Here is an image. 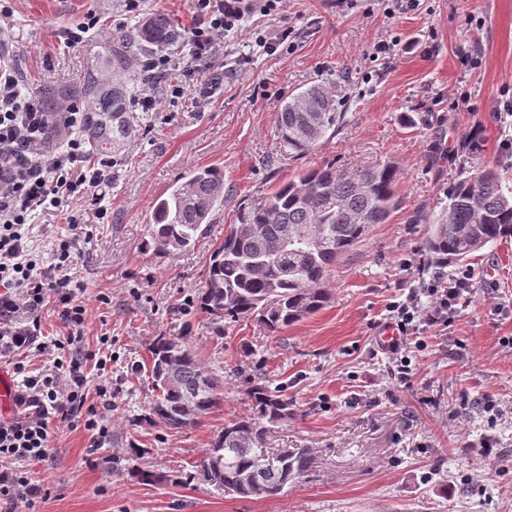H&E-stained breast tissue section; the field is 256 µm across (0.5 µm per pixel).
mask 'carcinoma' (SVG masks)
Masks as SVG:
<instances>
[{
    "label": "carcinoma",
    "instance_id": "cac0c4a2",
    "mask_svg": "<svg viewBox=\"0 0 512 512\" xmlns=\"http://www.w3.org/2000/svg\"><path fill=\"white\" fill-rule=\"evenodd\" d=\"M175 26L157 11L112 41L106 67L88 68L74 85L46 90L43 106L54 112L85 113L77 135L90 158H109L136 136L139 117L133 112L134 91L123 80L131 59L174 43ZM345 113L336 111L332 96L313 85L292 97L277 113L276 133L290 153L314 150L335 133ZM396 167L387 162L350 172L332 166L306 169L269 193L239 207L236 223L210 255L195 307L221 322L255 317L271 331L291 326L328 302L321 285L336 261L362 242L378 224H386L400 208ZM224 203V171L217 167L191 172L170 187L156 204L150 243L158 253L195 245L201 226L210 223ZM298 228L299 241L283 245L285 231ZM512 237V197L491 167L461 174L448 190L444 213L429 225L424 248L433 265L471 259L475 253ZM151 378L155 391L151 414L170 428L191 426L224 401V392L195 352L179 338L159 336L153 342ZM253 414L224 424L199 461L201 471L220 489L242 497L249 493L240 478L264 464L275 470L262 498L283 494L303 474L308 452L286 451L273 459L256 452L267 425L290 415L291 402L262 385L248 390Z\"/></svg>",
    "mask_w": 512,
    "mask_h": 512
}]
</instances>
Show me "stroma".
Here are the masks:
<instances>
[{
	"label": "stroma",
	"mask_w": 512,
	"mask_h": 512,
	"mask_svg": "<svg viewBox=\"0 0 512 512\" xmlns=\"http://www.w3.org/2000/svg\"><path fill=\"white\" fill-rule=\"evenodd\" d=\"M388 6L287 0L193 59L191 0H142L134 14L123 0H14L11 58L29 90L77 80L102 63L114 36L157 10L175 22L167 78L181 90L144 112L112 169L108 216L87 225L69 271L88 305L85 347L108 359L105 372L90 364L86 375L89 389L103 382L112 393L102 409L112 433L93 448L84 429L56 428L49 456L31 467L50 492L39 512H512V237L445 268L468 275L469 292L450 327L431 328L412 347L407 374L379 345L389 304L435 275L423 239L449 185L490 166L512 190V118L502 115L512 101V0H419L392 15ZM91 13L100 32L68 45L67 30ZM286 27L293 47L269 54L256 45L259 34ZM218 71V92L202 95ZM312 84L345 118L317 151L291 157L276 115ZM474 131L480 150H462ZM383 162L398 170L402 206L337 261L322 310L278 332L228 321L219 336L191 307L241 203L307 168ZM213 166L224 172V204L206 232L187 251L155 252L156 200L191 170ZM159 336L184 337L224 386L223 404L183 430L149 410ZM255 382L292 403L266 449L310 454L304 474L274 499L219 490L197 468L225 422L251 413ZM487 436L492 461L477 450ZM134 468L177 473L183 483H144Z\"/></svg>",
	"instance_id": "1"
}]
</instances>
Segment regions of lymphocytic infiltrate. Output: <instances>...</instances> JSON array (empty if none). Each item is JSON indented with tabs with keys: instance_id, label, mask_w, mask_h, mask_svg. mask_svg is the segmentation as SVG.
Returning a JSON list of instances; mask_svg holds the SVG:
<instances>
[{
	"instance_id": "1",
	"label": "lymphocytic infiltrate",
	"mask_w": 512,
	"mask_h": 512,
	"mask_svg": "<svg viewBox=\"0 0 512 512\" xmlns=\"http://www.w3.org/2000/svg\"><path fill=\"white\" fill-rule=\"evenodd\" d=\"M193 5L197 24L189 45L197 58L242 29L254 14L272 15L284 0H193ZM52 122V113L24 88L9 54L0 50V356L15 357L20 377L15 410L0 418V503L21 500L30 512L49 490L31 477L28 467L46 459L56 425H82L98 446L111 433L108 419L87 402L84 366L93 358L83 344L87 308L80 285L67 273L83 227L72 225L70 235L56 241L55 263L48 273L36 269L32 239L37 216L77 202L91 201L89 216L104 219L101 191L112 180V163L83 168L80 139L71 136L52 144L46 135ZM465 287L464 280L436 277L420 293L392 302L390 320L400 338L389 354L401 356L413 337L449 326ZM49 300L58 306L67 333L46 340L39 313ZM29 354L46 357L48 368L27 370L23 358Z\"/></svg>"
}]
</instances>
